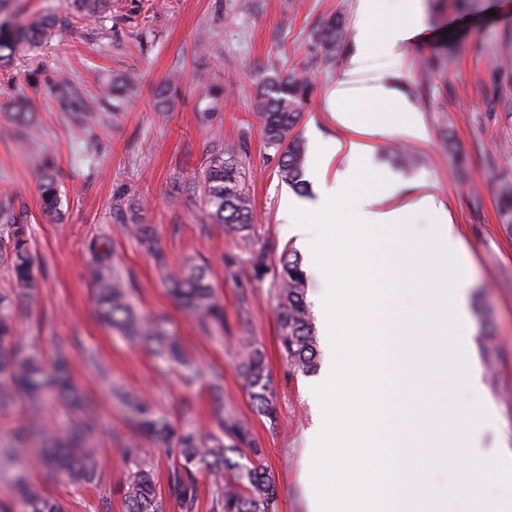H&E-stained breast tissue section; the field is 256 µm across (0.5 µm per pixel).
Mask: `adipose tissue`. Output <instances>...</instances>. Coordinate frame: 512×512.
Returning a JSON list of instances; mask_svg holds the SVG:
<instances>
[{
    "label": "adipose tissue",
    "mask_w": 512,
    "mask_h": 512,
    "mask_svg": "<svg viewBox=\"0 0 512 512\" xmlns=\"http://www.w3.org/2000/svg\"><path fill=\"white\" fill-rule=\"evenodd\" d=\"M383 2L384 0H360L357 27L361 34L365 36L371 31H378L379 41L385 56L390 65L397 66L402 62L404 47L424 35L425 28L421 20V2L420 0H397L402 18L400 21L392 23L383 20L385 15ZM353 97L385 106L395 105L403 116V120L397 128L393 129L387 124L378 123L369 126V133L384 134L393 129L398 134L410 139H425V130L416 120L411 104L403 96L379 83L351 88L347 86L346 82L342 81L331 90L329 108L335 112L338 121L343 125L352 127L356 124L354 113L345 107L346 101Z\"/></svg>",
    "instance_id": "obj_1"
}]
</instances>
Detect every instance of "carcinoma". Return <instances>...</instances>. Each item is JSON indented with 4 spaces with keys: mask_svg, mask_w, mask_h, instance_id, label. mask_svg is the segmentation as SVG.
<instances>
[{
    "mask_svg": "<svg viewBox=\"0 0 512 512\" xmlns=\"http://www.w3.org/2000/svg\"><path fill=\"white\" fill-rule=\"evenodd\" d=\"M48 27L46 20L31 21L22 29L21 39L37 42ZM324 62L339 59L349 36L342 19L338 18L319 36ZM311 93L310 82L295 72L276 71L259 86L254 103L256 116L267 144L279 153L278 175L281 181L298 192L305 189L303 170L307 148L293 130L298 125ZM245 145L228 148L215 157L206 171L207 199L210 216L224 231L245 233L250 229L251 204L242 176V155ZM501 215L506 228L512 229V182L500 188ZM0 233V257L9 263L14 288L0 293V410L10 407L16 394L26 396L28 427L25 435L41 441L39 466L66 478L75 485L91 484L101 475V463L88 445V435L95 425L93 403L80 401L65 365L57 360L48 364L26 352L21 337L14 335L16 305L34 296L41 274L33 258L25 225L12 216L4 217ZM131 232L153 253L161 266L166 257L156 245L151 228L131 225ZM96 254L91 277L96 288V304L104 324L122 331L131 340L154 346L155 351L177 361L188 376L197 374L191 359L186 357L160 320L138 315L130 302V288L121 272L114 267L110 250L90 243ZM279 282L276 319L281 352L293 375L316 371L319 360L317 337L307 303V275L295 253L283 258L277 273ZM171 293L196 320L200 330L209 334L224 325V308L216 301L209 282L207 268L185 264L169 277ZM238 372L256 410L275 419L269 375L263 352L252 345L241 357ZM63 401L76 404L84 414L83 422L66 428L44 426L39 416L48 393ZM131 425L160 441L177 458L180 466L169 474V485L177 494L181 512H196V473L203 470L214 476L231 473V478L217 486L213 508L218 512H273L277 498L276 485L260 465H244L232 459L233 446L211 436L207 439L191 430L173 426L157 416L151 404L140 400L132 404ZM221 430L231 434L239 444L251 443L250 429L227 413L220 421ZM125 457L134 463L126 486L128 512H161L153 472L139 460V449L128 448ZM21 506V512H65L59 500L43 494L19 475L10 492Z\"/></svg>",
    "mask_w": 512,
    "mask_h": 512,
    "instance_id": "carcinoma-1",
    "label": "carcinoma"
}]
</instances>
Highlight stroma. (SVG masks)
<instances>
[{
    "label": "stroma",
    "instance_id": "1",
    "mask_svg": "<svg viewBox=\"0 0 512 512\" xmlns=\"http://www.w3.org/2000/svg\"><path fill=\"white\" fill-rule=\"evenodd\" d=\"M426 38L410 43L402 66L372 55L359 83L379 82L414 107L425 140L403 141L342 126L328 110V94L347 80L349 61L324 63L314 38L337 17L352 35L356 53L359 0H107L95 14L68 0H0V21L24 25L43 17L49 27L38 43H20L0 62V206L26 224L29 247L42 274L33 300L18 303L16 329L28 351L44 361L68 357L76 385L96 403L101 426L92 446L103 463L94 484L44 480L35 467L36 447L5 453L24 419V398L0 413V497L26 474L68 512H126L129 470L125 448L140 449L154 468L163 512H181L168 485L177 459L128 421L113 389L149 400L174 425L201 436L217 430L229 412L251 430V445L236 461L251 464L253 448L276 484V512H309L301 461L319 409L311 391L318 373L292 376L277 344L278 285L275 272L285 249L294 248L280 218L291 187L277 173L278 156L261 134L253 101L271 71L294 70L313 93L296 131L307 144L334 140L342 149L336 168L352 165L350 141L364 145L370 174L386 172L399 183L381 206L436 195L462 239L468 257L471 360L481 391H461L462 406L488 397L493 420L481 437L485 461L512 463V232L499 214V190L512 182V0H422ZM449 61L427 85L417 70L428 61ZM135 79L131 93L116 97L112 82ZM175 96H162L170 79ZM32 117L25 138L7 135L17 102ZM94 112L98 120L75 136L72 115ZM457 148L449 154L443 131ZM96 146L82 158L83 141ZM246 144L243 158L254 226L250 245L225 233L209 216L205 172L224 147ZM53 177L54 212L42 204L43 182ZM132 224L153 227L166 258L159 266L131 237ZM108 240L129 281L131 301L144 317L166 316L199 375L164 361L97 319L89 275L93 239ZM264 251L267 270L255 278L251 251ZM207 261L209 279L224 306V327L200 333L194 318L170 294L168 267ZM496 349L486 353L485 341ZM266 356L277 410L269 421L254 408L236 372L245 342ZM222 374L224 402L208 391Z\"/></svg>",
    "mask_w": 512,
    "mask_h": 512
}]
</instances>
